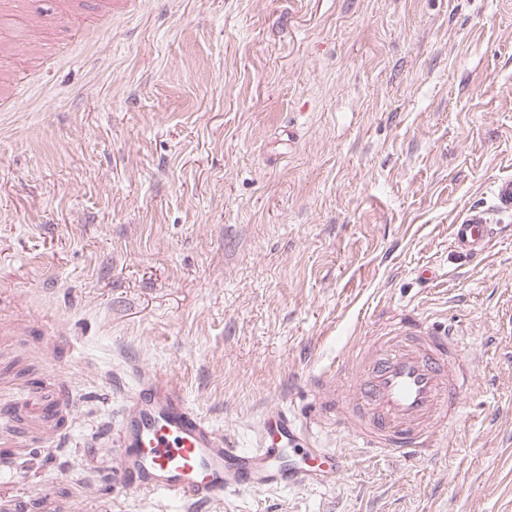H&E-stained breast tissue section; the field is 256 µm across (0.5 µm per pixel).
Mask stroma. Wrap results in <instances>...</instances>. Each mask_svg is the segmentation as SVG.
Instances as JSON below:
<instances>
[{"mask_svg":"<svg viewBox=\"0 0 512 512\" xmlns=\"http://www.w3.org/2000/svg\"><path fill=\"white\" fill-rule=\"evenodd\" d=\"M15 0L0 64V394L65 392L62 444L0 460L16 512H181L114 472L135 368L250 448L262 410L309 422L314 380L369 312L454 324L479 351L451 454L352 458L326 487L201 512H512V212L483 257L450 227L512 177V0ZM435 271L431 283L422 270ZM54 317L67 331L38 327ZM62 374L48 378L47 364Z\"/></svg>","mask_w":512,"mask_h":512,"instance_id":"1","label":"stroma"}]
</instances>
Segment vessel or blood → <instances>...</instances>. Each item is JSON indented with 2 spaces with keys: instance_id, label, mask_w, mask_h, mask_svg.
I'll list each match as a JSON object with an SVG mask.
<instances>
[{
  "instance_id": "vessel-or-blood-1",
  "label": "vessel or blood",
  "mask_w": 512,
  "mask_h": 512,
  "mask_svg": "<svg viewBox=\"0 0 512 512\" xmlns=\"http://www.w3.org/2000/svg\"><path fill=\"white\" fill-rule=\"evenodd\" d=\"M488 210L476 207L452 227L454 249L478 257L495 233ZM476 356L466 337L413 313L393 314L375 335L351 337L334 371L317 380L318 414L350 440L356 455L413 465L447 445L475 383ZM125 397L114 450L120 478L188 512L247 491L328 485L348 457L302 433L290 409L268 407L248 452L225 447L224 435L191 407L180 387L140 370Z\"/></svg>"
}]
</instances>
